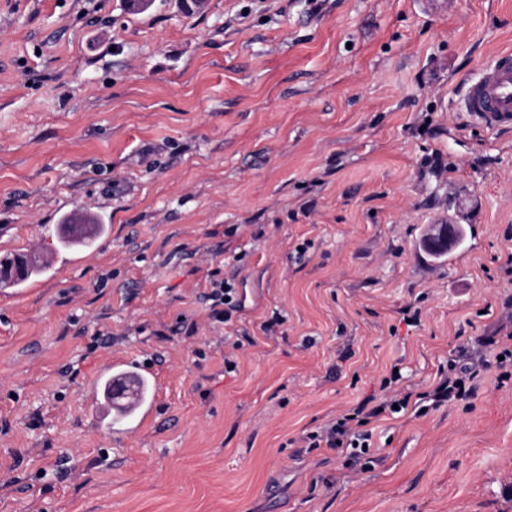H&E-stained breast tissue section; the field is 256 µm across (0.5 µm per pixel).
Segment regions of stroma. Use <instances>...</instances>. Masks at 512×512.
Here are the masks:
<instances>
[{
	"label": "stroma",
	"mask_w": 512,
	"mask_h": 512,
	"mask_svg": "<svg viewBox=\"0 0 512 512\" xmlns=\"http://www.w3.org/2000/svg\"><path fill=\"white\" fill-rule=\"evenodd\" d=\"M509 48L512 0H0V259L107 226L0 288V512H512V130L456 105ZM128 358L117 442L85 389ZM452 365L470 397L304 447ZM451 221L448 218V224H431L424 239V245L433 250H448L454 245L460 234V228L458 225L451 224ZM208 305V318L212 323L223 324L231 319V314L239 310V302L232 284L224 279H212L210 291L206 293ZM411 395L404 394L401 398H391L388 401L372 408L363 417L366 404H362L353 410V413L346 414L336 419V422L326 425L320 433L308 434L305 442L308 444L306 448H320L321 442H324L327 448H346L354 450V454H365L370 448L371 433L369 430H362L370 423V418L377 417L384 413L387 409L391 414H398L407 410ZM397 404V409H394ZM355 421V427L350 422ZM357 442V445H354Z\"/></svg>",
	"instance_id": "stroma-1"
}]
</instances>
